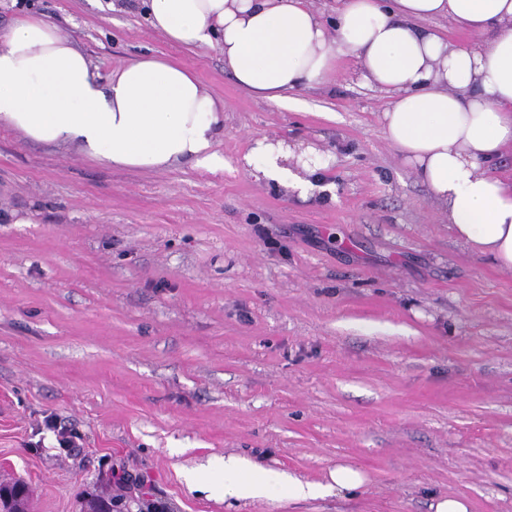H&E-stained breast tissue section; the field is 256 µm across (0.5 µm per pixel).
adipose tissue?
I'll list each match as a JSON object with an SVG mask.
<instances>
[{
  "label": "adipose tissue",
  "instance_id": "adipose-tissue-1",
  "mask_svg": "<svg viewBox=\"0 0 512 512\" xmlns=\"http://www.w3.org/2000/svg\"><path fill=\"white\" fill-rule=\"evenodd\" d=\"M167 42L219 48L236 84L265 101L323 86L343 59L386 94V140L439 202L456 238L512 269V181L489 164L512 145V0H341L327 22L308 0H148ZM450 20L479 39L465 48L427 28ZM30 141L74 149L99 164L166 171L187 162L212 170L224 138V104L175 61L143 56L108 81L53 23L18 17L0 31V125ZM255 177L308 191L326 161L266 136L246 158ZM224 494L306 501L364 482L336 465L324 483L238 457L219 468Z\"/></svg>",
  "mask_w": 512,
  "mask_h": 512
}]
</instances>
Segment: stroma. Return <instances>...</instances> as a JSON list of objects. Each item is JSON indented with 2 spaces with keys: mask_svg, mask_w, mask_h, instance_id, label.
<instances>
[{
  "mask_svg": "<svg viewBox=\"0 0 512 512\" xmlns=\"http://www.w3.org/2000/svg\"><path fill=\"white\" fill-rule=\"evenodd\" d=\"M108 79L142 53L224 103L223 168H111L0 127V483L28 512H512V270L458 242L354 60L285 106L216 48L106 0H30ZM260 136L331 156L307 196L243 167ZM81 436L59 448L45 416ZM237 456L362 486L225 497ZM133 477L132 487L122 485Z\"/></svg>",
  "mask_w": 512,
  "mask_h": 512,
  "instance_id": "1",
  "label": "stroma"
}]
</instances>
